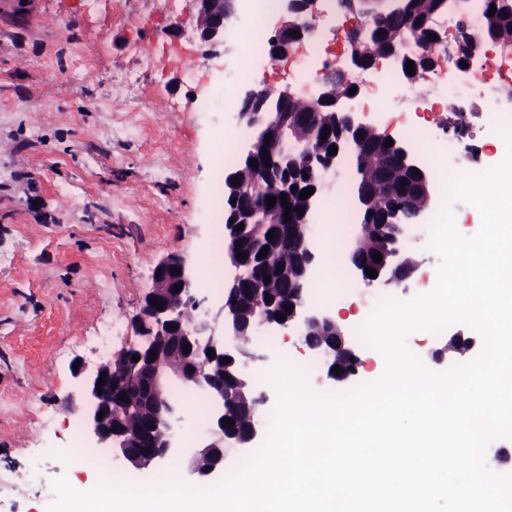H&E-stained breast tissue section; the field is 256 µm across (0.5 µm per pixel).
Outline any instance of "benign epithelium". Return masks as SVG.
Instances as JSON below:
<instances>
[{"instance_id": "1", "label": "benign epithelium", "mask_w": 512, "mask_h": 512, "mask_svg": "<svg viewBox=\"0 0 512 512\" xmlns=\"http://www.w3.org/2000/svg\"><path fill=\"white\" fill-rule=\"evenodd\" d=\"M196 19V30L204 55L224 45V31L232 15L231 0H190ZM283 20L271 35L268 50L273 63L291 58L295 49L311 36L319 16V0H280ZM458 15L459 22L453 36V47H448L447 34L435 30L436 38L426 41L402 40L411 52L431 61L430 70L449 67L459 73L471 70L473 51L486 43L485 29L469 23V0H447ZM340 9L346 14L361 17V21L344 33L348 69L325 65L318 74L313 93L301 100L289 89L247 84L240 92L237 114L246 128L260 132L257 141L244 145V153L253 157L268 151L269 163L258 165L251 179L238 180L234 202L227 206V233L235 229L233 222L243 212L241 205L260 186L276 178L282 162L290 168L309 169L319 183L336 170L338 161L348 150L355 151L362 144L358 133H369L382 139L387 135L355 115L347 107L355 96H338L332 86L340 80L353 84L349 74L376 68L379 62L397 55V51L374 55L365 64L357 53L358 45L371 36L375 24L382 20H397L405 16L407 0H339ZM298 31L299 37L291 36ZM466 56L467 66L462 67L458 58ZM270 100L280 102L281 111L266 112ZM339 118L342 133L337 141V152L325 157L317 156L312 146L308 128L329 123ZM271 140H266V135ZM394 160L410 177L411 191L404 198L402 207L393 216H385L379 225L384 240L380 250L382 261L376 262L373 253L361 243L350 246L347 263L367 285H384L404 288L412 278L411 268L400 249V241L409 223L423 217L434 206L436 192L430 174L404 144L396 141ZM419 174H414V171ZM362 182V208L382 211L385 201L373 191L371 173H359ZM281 241L296 247V280L291 282L294 297L293 310L281 320L267 309L255 305V298L262 291L260 276L251 273L248 263L229 252L228 259L236 269L234 277L224 282L223 303L214 314L203 309L205 298L200 296V284L194 270L175 254L161 259L154 268L153 287L145 296L140 311V336L136 346L110 353L94 365L80 364L75 371L81 396L80 418L84 436L92 447L102 453L121 459L128 468L138 472L153 471L169 459L183 456L189 462V475L194 482L210 480L224 473L225 450L228 448H253L263 432L260 418L265 404V392L258 390L239 362L236 350L241 336L253 335L256 327L267 326L277 330L291 328L300 332L305 347L325 362V377L335 385H343L358 374L362 359L357 346L348 334V328L324 310L307 303L305 288L315 273L316 252L311 242L310 221H298L282 229ZM179 273H174V269ZM374 269L372 278L366 269ZM181 286L174 292L175 286ZM164 303L163 309L153 303ZM189 351H184V345ZM213 351L208 356L207 351ZM471 350L468 337L457 331L448 337L444 352L464 356ZM156 355H151V352ZM139 361H133V356ZM232 358L224 365L222 359ZM339 366L340 373L332 372ZM105 384L98 385L100 377ZM177 383L200 394L213 412V427L205 440L197 444L180 441L175 434L181 404L171 400L168 389ZM103 391H98V388ZM125 398H120V395ZM246 403L250 409L249 426L227 428L222 423L224 405ZM103 419H98L100 412Z\"/></svg>"}]
</instances>
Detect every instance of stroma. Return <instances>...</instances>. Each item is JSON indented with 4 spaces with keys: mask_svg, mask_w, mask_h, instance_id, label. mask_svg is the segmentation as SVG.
<instances>
[{
    "mask_svg": "<svg viewBox=\"0 0 512 512\" xmlns=\"http://www.w3.org/2000/svg\"><path fill=\"white\" fill-rule=\"evenodd\" d=\"M183 20L178 38L164 32ZM234 16L224 50L203 56L190 0H9L0 9V512H46L51 483L108 477L105 467L62 462L79 426L75 362L136 344L138 316L156 264L184 257L209 269L224 227L211 223L224 191L218 137L242 130L235 113L203 111L236 95L225 74L243 70ZM308 55L257 63L252 84L307 98L295 72ZM397 119L379 132L418 141L436 186L452 173L485 170L496 130L512 127V76L491 73L465 103L466 141L447 128L448 103ZM478 150L469 158L467 146ZM418 262L407 290L361 285L328 308L344 324L371 299L403 300L431 289L439 259L423 232L408 238Z\"/></svg>",
    "mask_w": 512,
    "mask_h": 512,
    "instance_id": "35a3bbf8",
    "label": "stroma"
}]
</instances>
